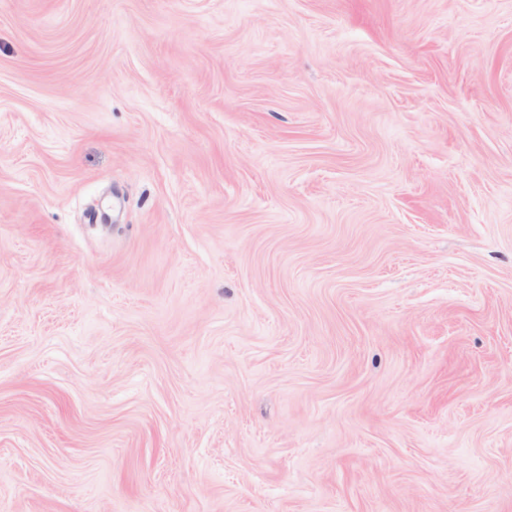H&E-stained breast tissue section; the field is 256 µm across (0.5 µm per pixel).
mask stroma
Wrapping results in <instances>:
<instances>
[{
    "label": "stroma",
    "instance_id": "stroma-1",
    "mask_svg": "<svg viewBox=\"0 0 512 512\" xmlns=\"http://www.w3.org/2000/svg\"><path fill=\"white\" fill-rule=\"evenodd\" d=\"M0 512H512V0H0Z\"/></svg>",
    "mask_w": 512,
    "mask_h": 512
}]
</instances>
